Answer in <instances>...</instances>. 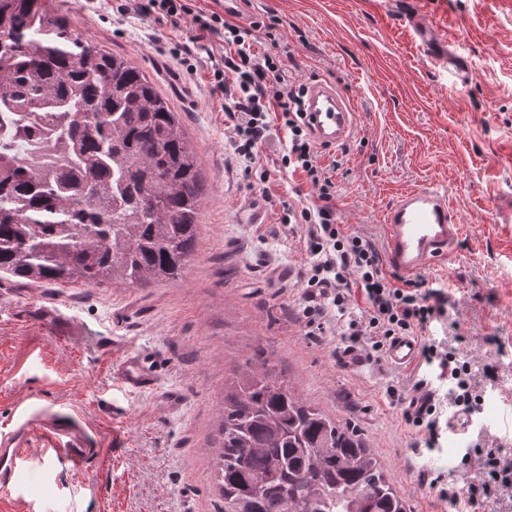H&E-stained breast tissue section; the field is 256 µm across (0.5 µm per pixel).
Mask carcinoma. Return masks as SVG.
<instances>
[{
	"label": "carcinoma",
	"mask_w": 512,
	"mask_h": 512,
	"mask_svg": "<svg viewBox=\"0 0 512 512\" xmlns=\"http://www.w3.org/2000/svg\"><path fill=\"white\" fill-rule=\"evenodd\" d=\"M49 0H0V113L49 110L68 169L0 158V271L26 283L146 288L182 278L203 205L170 99L88 44ZM217 442L224 512H407L364 435L275 365L233 367Z\"/></svg>",
	"instance_id": "cac0c4a2"
}]
</instances>
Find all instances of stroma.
<instances>
[{
	"mask_svg": "<svg viewBox=\"0 0 512 512\" xmlns=\"http://www.w3.org/2000/svg\"><path fill=\"white\" fill-rule=\"evenodd\" d=\"M114 0H51L83 41L126 58L173 104L197 155L203 186L198 249L184 277L145 288L21 284L0 273V428L19 402L81 414L107 457L83 475L45 459L18 476L21 512H224L216 440L229 368L278 365L293 389L359 428L408 512H455L425 480L450 469L463 484L462 449L477 437L512 441V0H419L466 64L463 79L427 57L411 29L374 0H245L235 22L259 51L279 57L297 83L335 86L352 103L351 138L319 146L336 184L341 224L385 247L384 213L412 187H445L465 231L449 257L419 271L447 299L436 339L456 332L483 402L465 434L442 431L435 451L403 412L414 366L383 354L345 353L300 311L305 254L284 212L263 206L256 176L232 154L205 72L166 53L188 41L189 22L112 19ZM78 327L61 341L48 311ZM145 352L153 388L128 392L116 368ZM498 382L488 387L485 365Z\"/></svg>",
	"mask_w": 512,
	"mask_h": 512,
	"instance_id": "stroma-1",
	"label": "stroma"
}]
</instances>
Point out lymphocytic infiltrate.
<instances>
[{
  "mask_svg": "<svg viewBox=\"0 0 512 512\" xmlns=\"http://www.w3.org/2000/svg\"><path fill=\"white\" fill-rule=\"evenodd\" d=\"M119 17L151 16L156 20H189L194 31L189 42L170 47L172 56L187 72L206 70L211 94L221 96L224 122L233 133L231 147L247 169L256 170L263 183V197L269 206L280 205L268 182L271 163H279L289 174L304 175L313 188L312 195L288 206L287 219L303 225L299 240L306 262L301 280L306 289L304 314L320 318L323 328H343L349 339L348 351H383L388 341L414 331L426 330L444 316L446 298L437 289L420 290L418 284L397 286L381 269L375 244L368 238L340 228L334 199L336 185L318 163V152L303 119L304 85L298 84L279 59L255 52L246 28L224 19L217 12L194 10L190 0H121ZM221 46H209V38ZM279 115L288 140L277 155L267 154L271 139V115ZM360 290L365 307L351 314L353 290ZM422 372L416 375L415 395L403 412L408 424L427 434L426 449L439 441L442 408L440 389H447L449 403L475 412L481 403L470 371L455 347L424 339L420 348ZM462 459L473 470L465 489L447 483L441 472H430L426 480L437 489L440 500L477 507L497 499L512 487V457L502 448L473 444Z\"/></svg>",
  "mask_w": 512,
  "mask_h": 512,
  "instance_id": "f902f5d3",
  "label": "lymphocytic infiltrate"
}]
</instances>
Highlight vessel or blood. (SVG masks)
<instances>
[{
  "mask_svg": "<svg viewBox=\"0 0 512 512\" xmlns=\"http://www.w3.org/2000/svg\"><path fill=\"white\" fill-rule=\"evenodd\" d=\"M394 9L401 15L403 23L412 29L422 48L436 62L446 65L450 74H458L460 58L448 51L431 19L409 6L407 0H396ZM303 111L310 134L317 143L337 145L350 139L354 109L336 87L322 83L310 85ZM384 225L386 259L407 275L449 254L463 232L446 190L437 184L401 194L387 209ZM418 354L419 341L413 336L395 337L386 349L388 362L399 367L413 364ZM119 373L123 385L131 393L148 390L155 384L147 359L138 353L125 355ZM20 418L15 429L0 431L1 490L9 491L15 487L21 464L32 458L34 448L61 454L76 474L83 473L90 460L101 454L100 449L94 448L89 429L77 413L28 405Z\"/></svg>",
  "mask_w": 512,
  "mask_h": 512,
  "instance_id": "1",
  "label": "vessel or blood"
}]
</instances>
